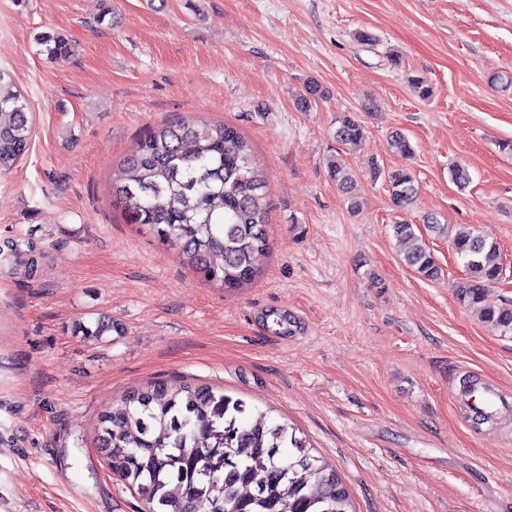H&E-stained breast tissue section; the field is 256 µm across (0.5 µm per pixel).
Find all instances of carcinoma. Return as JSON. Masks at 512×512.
<instances>
[{
	"mask_svg": "<svg viewBox=\"0 0 512 512\" xmlns=\"http://www.w3.org/2000/svg\"><path fill=\"white\" fill-rule=\"evenodd\" d=\"M51 57L74 52L62 36L42 39ZM33 113L27 98L0 71V175L16 167L30 149ZM336 140L357 146L362 124L338 118ZM391 151L404 158L413 148L402 133ZM336 184L351 192L342 159L329 161ZM393 206L407 211L418 186L410 171L384 175ZM112 196L130 223L174 249L203 281L234 290L255 279L258 260L269 249L268 181L250 141L224 124L164 123L148 131L112 174ZM424 232L394 224L404 263L426 279L441 268L425 236L451 239L466 278L457 298L478 311L502 335H512V306L483 305L484 292L502 275L497 244L475 230L449 236L435 215ZM25 256L28 275L38 273L43 252L18 241L0 243L3 260ZM98 449L112 473L136 490L146 512H355L336 469L311 454L306 438L288 423L253 414L246 401L205 384L172 386L152 381L112 400L98 427Z\"/></svg>",
	"mask_w": 512,
	"mask_h": 512,
	"instance_id": "obj_1",
	"label": "carcinoma"
}]
</instances>
